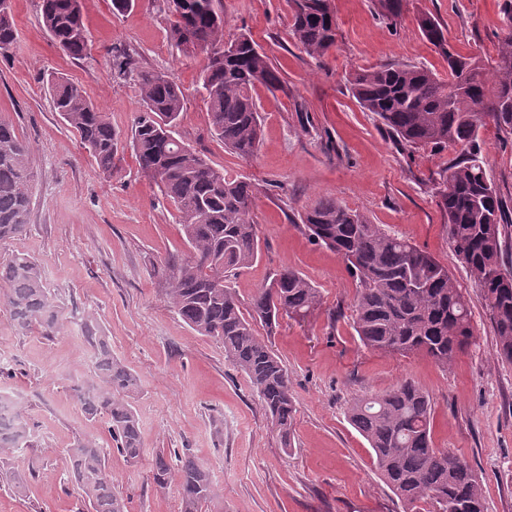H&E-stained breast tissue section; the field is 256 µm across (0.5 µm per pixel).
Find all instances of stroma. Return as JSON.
Instances as JSON below:
<instances>
[{
  "label": "stroma",
  "mask_w": 512,
  "mask_h": 512,
  "mask_svg": "<svg viewBox=\"0 0 512 512\" xmlns=\"http://www.w3.org/2000/svg\"><path fill=\"white\" fill-rule=\"evenodd\" d=\"M502 2L408 0L402 18L390 21L377 15L373 0H333L336 45L317 61L292 36L287 0H221L225 36L250 35L284 81L275 93L257 87L262 141L244 160L211 134L198 92L203 60L177 49L158 0H137L122 15L111 0H82L89 52L81 59L51 40L39 0H13L16 47L0 54V118L29 144L36 188L27 232L0 245V253L35 256L71 321L57 336L23 333L0 304V392L30 425L25 447L0 462V512H87L65 460L85 438L108 449V472L127 512H180L178 483L158 488L152 474L159 454L184 450L221 490L202 512H403L346 409L405 379L431 398L435 447L462 456L479 476L485 512H512V364L496 356L481 290L449 244L433 194L455 149L399 148L359 106L349 83L355 71L385 62L422 65L447 78V60L418 28L422 13L439 21L455 51L492 65ZM137 69L174 77L185 93L184 142L217 170L247 176L260 188L261 256L233 283L241 303L283 266L305 274L320 292L310 315L281 319L268 338L296 402L291 448L282 447L223 344L195 332L168 304L167 262L187 251L169 203L131 153L111 173L100 172L79 134L54 112L43 83L48 71L63 73L124 133L139 109ZM479 144L497 191L512 206V140L488 125ZM323 197L364 212L448 268L470 305L474 335L451 364L361 344L346 262L314 244L297 222ZM86 314L137 377V462L116 450L106 419L86 415L72 391L93 376L92 348L78 322ZM17 476L23 489L14 485Z\"/></svg>",
  "instance_id": "35a3bbf8"
}]
</instances>
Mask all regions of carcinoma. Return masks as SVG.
Returning <instances> with one entry per match:
<instances>
[{
    "instance_id": "cac0c4a2",
    "label": "carcinoma",
    "mask_w": 512,
    "mask_h": 512,
    "mask_svg": "<svg viewBox=\"0 0 512 512\" xmlns=\"http://www.w3.org/2000/svg\"><path fill=\"white\" fill-rule=\"evenodd\" d=\"M219 0H164L172 17L170 36L188 58H206L200 89L210 129L224 148L243 160L259 149L262 129L255 93L282 87L279 71L244 33L224 41ZM291 32L311 58H324L336 45L332 0H289ZM382 16L397 19L406 0H374ZM42 23L66 55L81 57L88 47L81 0H40ZM495 65L485 72L479 59L450 50L444 30L426 13L423 36L448 60V80L424 66L380 64L355 72L352 95L373 113L404 149L460 147L434 184L448 224V239L480 288L496 336V355L512 364V265L504 260L505 206L480 157L479 130L491 123L512 138V0H504ZM16 41L11 4L0 3V53ZM140 108L130 132H117L77 85L61 73L46 80L53 107L76 130L99 171L112 172L119 152L130 149L139 169L152 178L174 207L189 254L175 259L168 276L172 310L197 333L218 339L224 354L246 374L265 414L291 447L294 397L287 369L261 339L256 326L271 331L279 318L303 319L319 301V290L302 272L283 267L270 273L247 307L232 287L259 259L261 241L254 219L259 188L251 180L227 177L184 143L178 127L185 106L183 88L171 76L137 73ZM30 148L14 125L0 119V242L27 232L35 175ZM301 224L314 242L336 252L356 282L353 328L373 350L408 355L423 353L446 366L472 337L471 312L448 268L409 240L391 235L362 212L325 198L305 210ZM0 299L14 326H38L48 336L63 333L67 317L46 287L38 262L28 254L0 258ZM80 326L93 350L94 377L75 388L82 410L106 417L116 449L136 461L142 451L131 398L136 376L112 355L94 319ZM429 394L405 380L372 397L358 398L347 418L368 442L382 480L407 512L418 504L429 512H484L483 490L470 464L433 446ZM22 413L13 415L0 434V460L28 441ZM156 459L154 483L164 488L177 475L181 512H201L219 497L209 471L188 454ZM70 475L79 485L89 512H126L107 474L106 454L92 438L68 449Z\"/></svg>"
}]
</instances>
